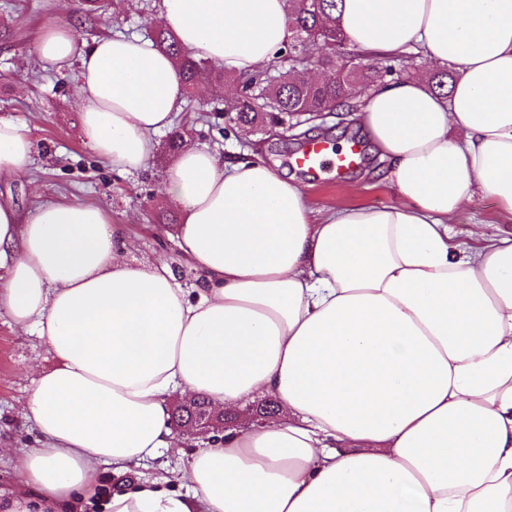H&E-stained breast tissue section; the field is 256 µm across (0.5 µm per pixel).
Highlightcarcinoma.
Wrapping results in <instances>:
<instances>
[{
    "instance_id": "obj_1",
    "label": "carcinoma",
    "mask_w": 512,
    "mask_h": 512,
    "mask_svg": "<svg viewBox=\"0 0 512 512\" xmlns=\"http://www.w3.org/2000/svg\"><path fill=\"white\" fill-rule=\"evenodd\" d=\"M336 9L337 0H289L293 36L287 53L278 60L280 69L274 80L264 81L255 87L254 75L233 78L224 73L219 74L221 82L233 81L245 92L239 106L233 109L229 127L244 134L275 121L290 124H297L303 119L307 121L322 112L337 109L349 88L361 83L368 88L380 78L377 71L372 75L366 72L354 56H347L342 62L338 60L337 48L346 44V39L337 24ZM152 39L155 46L166 50L176 59L184 76L187 93H193L200 77L211 69V64L190 57L162 29L154 30ZM305 52L321 56L324 68L331 73L328 81L312 84L296 78L295 72L304 64ZM413 69L411 56L401 58L395 66H383L384 75L398 78L411 77ZM453 79V72L446 69L429 74L431 86L441 92L447 89ZM213 413L209 403L197 396L189 404L176 408L173 418L179 425L191 424L193 418Z\"/></svg>"
}]
</instances>
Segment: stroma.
Returning a JSON list of instances; mask_svg holds the SVG:
<instances>
[{
	"mask_svg": "<svg viewBox=\"0 0 512 512\" xmlns=\"http://www.w3.org/2000/svg\"><path fill=\"white\" fill-rule=\"evenodd\" d=\"M160 0H125L119 10L107 11L103 18L86 17L80 8L62 12L60 0H0V118L28 127L35 145L26 176L0 183V195L28 208L43 197L79 198L103 205L112 212L123 239L133 241L134 261H167L186 284L196 281L195 272L177 248L173 238L161 235V228L179 223L180 216L163 206V169L154 166L146 173L119 175L97 158L84 144L75 106L77 69L56 71L43 67L33 48L39 30L46 23L65 18L78 40L90 43L115 32L145 37L146 18L155 16ZM195 111L182 112L178 123L191 127V137L199 146L224 158L258 154L270 165L287 166L295 151L293 141L276 136L251 134L242 139L225 134L224 115L216 95L197 90ZM379 163L365 154L360 166L346 174L329 171L319 176L302 175L310 207L324 211L338 201L353 206L382 207L396 200L392 188L382 182ZM486 224L512 232V223L503 224L494 199L475 195L454 216L450 226L457 239L465 240L473 225ZM52 356L36 334L18 335L6 313H0V489L9 491L18 483L9 455L2 449L9 443L35 444L37 432L19 415L38 370L51 367ZM202 446L201 436L188 435L180 451H167L158 458L125 474L114 475L110 466L101 468V494L108 497L143 480H162L185 468L190 455Z\"/></svg>",
	"mask_w": 512,
	"mask_h": 512,
	"instance_id": "1",
	"label": "stroma"
}]
</instances>
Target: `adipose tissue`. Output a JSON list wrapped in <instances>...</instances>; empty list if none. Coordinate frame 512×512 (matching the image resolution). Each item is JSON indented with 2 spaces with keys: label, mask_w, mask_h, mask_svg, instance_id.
<instances>
[{
  "label": "adipose tissue",
  "mask_w": 512,
  "mask_h": 512,
  "mask_svg": "<svg viewBox=\"0 0 512 512\" xmlns=\"http://www.w3.org/2000/svg\"><path fill=\"white\" fill-rule=\"evenodd\" d=\"M337 14L359 50L457 72L445 96L419 75L357 99L396 203L317 213L263 159L185 145L161 198L189 288L167 262L131 264L100 205L0 198V311L55 361L23 405L39 439L12 448L21 490L0 512H512V237L448 227L478 193L512 215V0H340ZM157 21L231 76L292 36L287 0H161ZM35 52L76 63L102 162L155 164L186 98L168 53L121 35L83 47L65 22ZM33 152L0 118V181ZM178 394L240 420L189 460L190 494L152 481L100 499L101 465L126 474L180 446ZM262 395L278 411L256 425Z\"/></svg>",
  "instance_id": "obj_1"
}]
</instances>
